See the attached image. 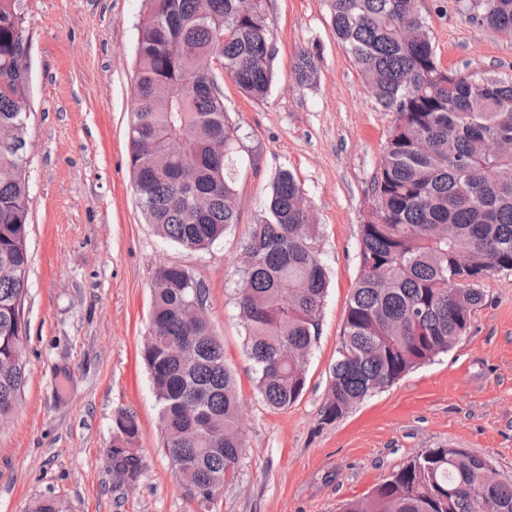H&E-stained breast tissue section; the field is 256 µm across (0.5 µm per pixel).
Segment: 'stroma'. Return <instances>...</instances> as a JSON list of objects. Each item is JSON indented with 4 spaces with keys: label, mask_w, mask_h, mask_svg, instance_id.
<instances>
[{
    "label": "stroma",
    "mask_w": 512,
    "mask_h": 512,
    "mask_svg": "<svg viewBox=\"0 0 512 512\" xmlns=\"http://www.w3.org/2000/svg\"><path fill=\"white\" fill-rule=\"evenodd\" d=\"M442 67L512 77V33L474 23L468 0H417ZM32 114L28 125L27 384L0 427V512L54 496L70 512H339L425 449L449 443L512 475V270L486 280L469 331L447 353L324 424L370 181L395 116L366 89L332 34L328 0H270L273 80L244 96L220 78L243 134L239 222L203 250L160 237L137 204L128 165L134 60L143 0H24ZM319 58L296 82L299 50ZM290 171L321 227L329 287L298 401L270 409L254 387L239 319L242 245L271 183ZM188 268L207 289L205 315L243 397L246 448L237 474L201 510L161 446L159 406L141 358L155 269ZM132 410L147 471L112 474L115 418Z\"/></svg>",
    "instance_id": "1"
}]
</instances>
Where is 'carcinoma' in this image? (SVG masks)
<instances>
[{"instance_id": "obj_1", "label": "carcinoma", "mask_w": 512, "mask_h": 512, "mask_svg": "<svg viewBox=\"0 0 512 512\" xmlns=\"http://www.w3.org/2000/svg\"><path fill=\"white\" fill-rule=\"evenodd\" d=\"M136 49L128 163L137 203L157 233L201 250L238 223L235 168L240 126L213 90L214 62L247 97L263 100L274 49L267 0H145ZM336 39L365 85L395 114L360 225V273L351 290L321 421L342 418L366 397L448 352L484 301L481 284L512 270V78L476 79L444 69L411 0H329ZM470 19L512 31V0H470ZM22 0H0V418L27 382L23 342L31 257L26 176L30 77ZM318 63L298 53L297 83ZM209 200L197 210L196 197ZM304 192L279 172L265 215L244 245L238 288L245 354L272 409L303 394L328 286L320 225ZM206 288L187 268L153 275L143 359L160 405L161 448L183 486L205 508L246 448L241 399L224 344L203 314ZM105 453L122 484L146 471L134 442L136 415L115 418ZM490 460L450 444L427 448L341 512H512V476L493 478ZM30 512H69L44 497Z\"/></svg>"}]
</instances>
